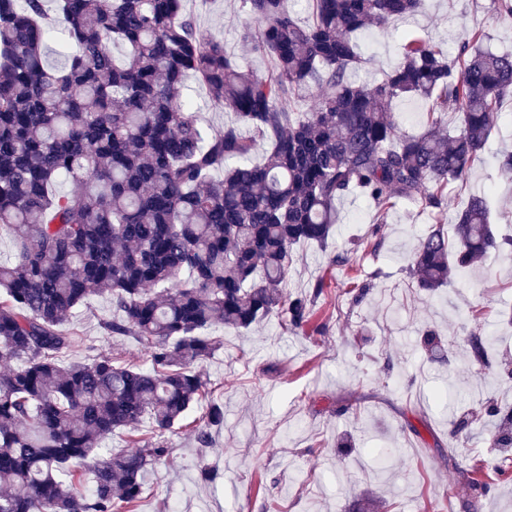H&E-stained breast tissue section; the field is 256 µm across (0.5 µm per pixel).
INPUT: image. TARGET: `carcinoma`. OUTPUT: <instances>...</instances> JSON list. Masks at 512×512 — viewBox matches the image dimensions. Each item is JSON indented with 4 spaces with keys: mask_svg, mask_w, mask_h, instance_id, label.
I'll return each instance as SVG.
<instances>
[{
    "mask_svg": "<svg viewBox=\"0 0 512 512\" xmlns=\"http://www.w3.org/2000/svg\"><path fill=\"white\" fill-rule=\"evenodd\" d=\"M309 4L312 21L301 25L288 0H243L241 37L269 58L263 75L197 27L181 0H57L75 52L51 71L43 0H0V228L18 248L0 262V361L16 362L0 372V512H136L144 473L170 453L165 434L211 395L194 369L220 345L205 332L273 313L287 326L310 321L323 282L311 296L282 284L297 245L327 243L338 200L367 197L381 222L398 199L442 212L448 187L468 183L498 105L512 98V53L485 49L479 33L454 59L407 39L395 68L358 84L355 35L426 0ZM191 75L234 114L224 130L208 133L181 98ZM313 90L316 104L301 110ZM405 96L429 104L419 135L400 132L392 112ZM450 103L461 123L443 137ZM62 177L82 189L57 192ZM492 252L511 256L512 238L495 235L484 195L473 194L452 235L434 228L418 239L409 273L432 292ZM96 295L112 300L103 330L147 342L150 367L111 354L64 362L76 338L61 327ZM492 340L467 338L472 365L490 366ZM420 346L433 355L443 343L428 330ZM223 422L209 402L201 447ZM478 423L494 447L512 450V410L462 414L451 435ZM120 429L130 431L127 449L99 459Z\"/></svg>",
    "mask_w": 512,
    "mask_h": 512,
    "instance_id": "1",
    "label": "carcinoma"
}]
</instances>
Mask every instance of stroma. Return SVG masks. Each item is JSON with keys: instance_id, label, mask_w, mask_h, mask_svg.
<instances>
[{"instance_id": "1", "label": "stroma", "mask_w": 512, "mask_h": 512, "mask_svg": "<svg viewBox=\"0 0 512 512\" xmlns=\"http://www.w3.org/2000/svg\"><path fill=\"white\" fill-rule=\"evenodd\" d=\"M201 29L223 38L227 52L258 73L267 56L240 39L241 0H184ZM485 47L512 51V23L498 19L494 0H428L418 15L386 29L357 36L364 59L355 82H377L400 61L403 37L415 35L456 55L471 31ZM183 92L199 122L222 130L231 113L213 107L205 85L188 77ZM512 151V100L499 117L484 157L467 187H451V206L437 213L410 200L397 201L383 223L361 196L336 207L341 221L326 245L303 243L284 284L287 293L311 294L319 279L328 286L314 302L309 325L284 327L270 315L247 331L216 328L220 346L196 363L224 408V422L201 448L193 426L175 425L167 436L171 453L144 476L138 512H512V455L491 447L485 434L451 438L448 413L439 401L448 389L463 399L462 411L491 401L512 407V379L500 377L498 362L512 359V258L491 256L452 286L431 293L410 278L408 257L432 225L451 226L471 193H483L490 220L512 232V177L504 178L498 157ZM380 232L381 247L361 243ZM338 255L351 265L334 264ZM370 284L353 303L355 283ZM112 317L109 299L91 297L71 325L81 337L67 360L113 353L141 367L150 348L133 337H108L102 322ZM442 337L439 358L416 347L425 328ZM496 338L492 366L477 372L467 362L470 334ZM457 465H449V448ZM484 461L479 479L492 487L475 508L464 505L462 464Z\"/></svg>"}]
</instances>
